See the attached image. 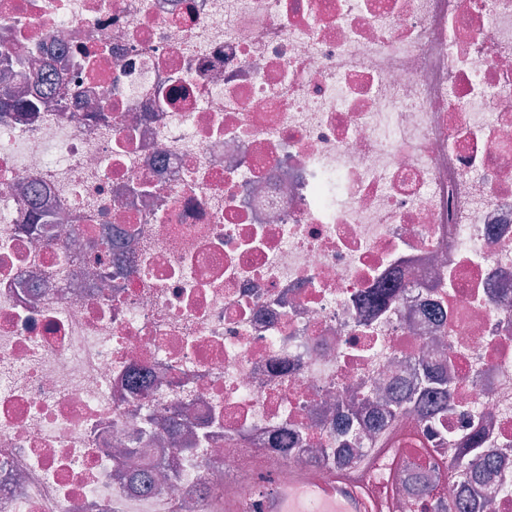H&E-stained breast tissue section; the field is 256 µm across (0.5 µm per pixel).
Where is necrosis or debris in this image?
I'll list each match as a JSON object with an SVG mask.
<instances>
[{
    "instance_id": "1",
    "label": "necrosis or debris",
    "mask_w": 512,
    "mask_h": 512,
    "mask_svg": "<svg viewBox=\"0 0 512 512\" xmlns=\"http://www.w3.org/2000/svg\"><path fill=\"white\" fill-rule=\"evenodd\" d=\"M0 512H221L325 480L432 337L512 488V0H0ZM390 299L366 307L373 288ZM166 476L152 492L142 460Z\"/></svg>"
}]
</instances>
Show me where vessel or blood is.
Returning a JSON list of instances; mask_svg holds the SVG:
<instances>
[{
  "mask_svg": "<svg viewBox=\"0 0 512 512\" xmlns=\"http://www.w3.org/2000/svg\"><path fill=\"white\" fill-rule=\"evenodd\" d=\"M251 512H375V507L342 473H331L319 482L311 472L292 470L287 491L256 500Z\"/></svg>",
  "mask_w": 512,
  "mask_h": 512,
  "instance_id": "vessel-or-blood-1",
  "label": "vessel or blood"
}]
</instances>
